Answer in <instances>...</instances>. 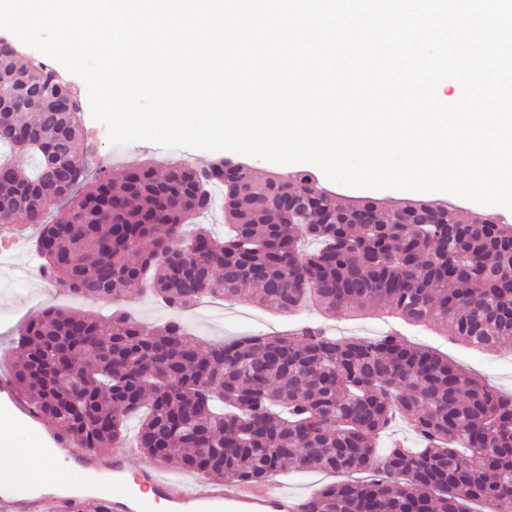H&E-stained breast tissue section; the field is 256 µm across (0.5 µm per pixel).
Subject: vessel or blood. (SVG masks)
<instances>
[{"label": "vessel or blood", "mask_w": 512, "mask_h": 512, "mask_svg": "<svg viewBox=\"0 0 512 512\" xmlns=\"http://www.w3.org/2000/svg\"><path fill=\"white\" fill-rule=\"evenodd\" d=\"M0 406L10 416L27 422L38 447L47 451L48 462L70 463L80 478L94 477L92 490L58 491L50 484L28 496L13 494L0 485V512H84L87 503H97L104 512H154L164 504L167 512H304V494L282 488H267L198 476L173 481L152 466L130 470L122 451L90 454L80 451L61 434L42 432L30 406L18 398L9 374L0 373Z\"/></svg>", "instance_id": "1"}]
</instances>
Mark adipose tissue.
<instances>
[{
  "instance_id": "obj_1",
  "label": "adipose tissue",
  "mask_w": 512,
  "mask_h": 512,
  "mask_svg": "<svg viewBox=\"0 0 512 512\" xmlns=\"http://www.w3.org/2000/svg\"><path fill=\"white\" fill-rule=\"evenodd\" d=\"M24 433L12 425L0 423V483L8 484L16 493L25 495L33 490V480L42 474H51L61 484L70 480L66 464H56L53 471H46L45 457L38 449H31L26 456H18L16 448Z\"/></svg>"
}]
</instances>
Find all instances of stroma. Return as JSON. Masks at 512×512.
<instances>
[{
    "label": "stroma",
    "mask_w": 512,
    "mask_h": 512,
    "mask_svg": "<svg viewBox=\"0 0 512 512\" xmlns=\"http://www.w3.org/2000/svg\"><path fill=\"white\" fill-rule=\"evenodd\" d=\"M81 156L90 177L106 175L115 168H135L149 165L156 169H166L170 163L189 161L206 166L227 158L250 166L259 177L274 174L294 173L295 165H277L260 158L243 156L237 153L210 152L199 149H172L150 142H135L125 146L111 145L106 126L93 118L91 112L83 114V133ZM305 171L317 176L321 186L332 192L338 201H350L356 198L370 199H425L446 204L460 215H469L477 210L475 202L450 196L446 192L406 191L397 189L352 188L332 182L321 175L313 164H305ZM35 238L1 239L0 248L9 247L12 260L0 261V349L10 348L16 336V329L34 314L50 308H65L79 314L103 315L112 311L111 303L102 300L86 299L82 301L63 300L54 297L52 284L43 275L27 281H20L17 267L21 264L38 266L35 252ZM194 337L201 340H214L224 337L253 334L274 335L292 331L299 322L314 319L312 310H301L297 316L287 318L257 305L248 296H241L232 302L220 298H204L180 316ZM329 325L340 336L375 337L391 331L407 336L417 344L436 349L449 359L478 374L500 391L512 393V346L500 348L494 352H485L452 341L422 327L406 325L398 320L370 312L355 317L347 311H339Z\"/></svg>",
    "instance_id": "35a3bbf8"
}]
</instances>
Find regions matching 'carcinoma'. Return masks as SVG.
<instances>
[{"label":"carcinoma","mask_w":512,"mask_h":512,"mask_svg":"<svg viewBox=\"0 0 512 512\" xmlns=\"http://www.w3.org/2000/svg\"><path fill=\"white\" fill-rule=\"evenodd\" d=\"M72 87L34 58L0 54V113L24 144L0 135V216L41 224L47 277L68 292L117 303L142 290L183 310L204 295L289 314L368 310L484 349L512 346V224L481 212L353 200L314 176L257 179L238 163H176L87 178ZM34 163L22 168L20 158ZM224 186L218 238L193 224ZM17 393L89 453L140 417L137 447L158 464L260 484L293 466L342 474L305 512H512V394L390 333L339 337L307 322L291 335L201 345L175 320L144 324L45 309L12 349ZM410 448L376 441L395 419Z\"/></svg>","instance_id":"obj_1"}]
</instances>
